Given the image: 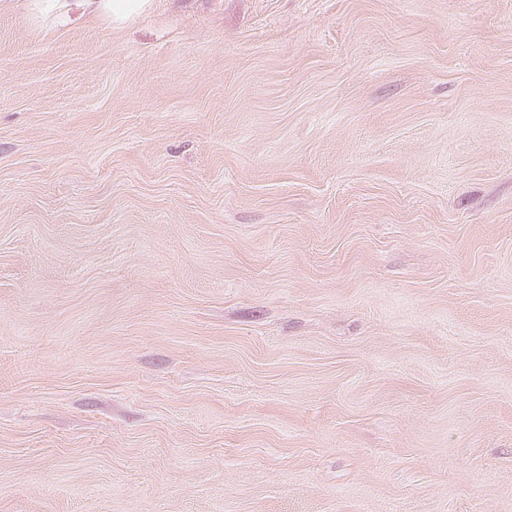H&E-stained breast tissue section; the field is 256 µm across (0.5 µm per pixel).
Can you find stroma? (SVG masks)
I'll return each instance as SVG.
<instances>
[{"label":"stroma","mask_w":512,"mask_h":512,"mask_svg":"<svg viewBox=\"0 0 512 512\" xmlns=\"http://www.w3.org/2000/svg\"><path fill=\"white\" fill-rule=\"evenodd\" d=\"M0 512H512V0H0ZM23 9L36 22L63 17L68 24L98 19L120 27L147 13L152 0H23Z\"/></svg>","instance_id":"obj_1"}]
</instances>
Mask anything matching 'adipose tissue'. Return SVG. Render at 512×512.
Segmentation results:
<instances>
[{
  "label": "adipose tissue",
  "mask_w": 512,
  "mask_h": 512,
  "mask_svg": "<svg viewBox=\"0 0 512 512\" xmlns=\"http://www.w3.org/2000/svg\"><path fill=\"white\" fill-rule=\"evenodd\" d=\"M151 0H25L24 10L36 22L63 19L75 24L98 19L119 27L147 13Z\"/></svg>",
  "instance_id": "ef3b65f1"
}]
</instances>
